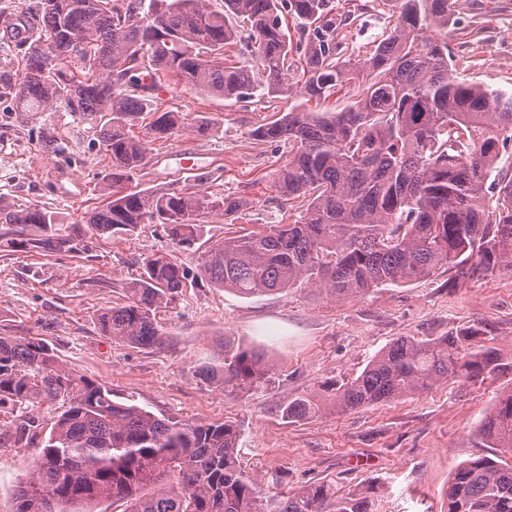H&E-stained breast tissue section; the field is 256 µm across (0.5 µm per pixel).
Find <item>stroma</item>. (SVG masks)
Masks as SVG:
<instances>
[{
    "label": "stroma",
    "instance_id": "obj_1",
    "mask_svg": "<svg viewBox=\"0 0 512 512\" xmlns=\"http://www.w3.org/2000/svg\"><path fill=\"white\" fill-rule=\"evenodd\" d=\"M330 17L343 59L374 51L389 33L395 0H332ZM448 50L458 72L494 89H512V0H457ZM20 49L0 38V197L16 208L39 205L60 223H80L99 205L108 171L86 127L65 112H13L8 85L19 76ZM302 69H291L294 99L254 94L236 100L168 85L161 109L213 121L204 137L183 133L150 143L135 183L149 192L183 186L244 200L234 223L210 216L204 230L218 241L287 220L292 209L273 189L272 175L288 159L285 143L254 129L287 111L339 112L362 92L346 85L331 97L309 98ZM61 149H45L46 135ZM168 253L197 270L199 252L179 248L157 224L131 235L83 233L79 247L43 255L0 249V336L46 342L70 369L112 388L158 416L175 420H232L240 427L239 455L264 490L280 493L310 481L346 492L374 485L377 512H445L454 467L495 456L477 429L499 394L512 390V273L497 271L459 287L453 273L405 286L387 285L343 300L299 283L285 291L244 298L207 284L185 288L161 310L165 344L134 349L102 336L96 313L123 302L142 261ZM465 326L483 328L476 346L490 347L500 368L476 381L451 378L407 398L340 411L323 387L358 375L372 356L400 337L445 336ZM264 347L274 369L249 398L232 399L195 374L197 361L220 355L225 338ZM315 399L305 420L283 418L293 399ZM36 445L0 443V512H14L13 491Z\"/></svg>",
    "mask_w": 512,
    "mask_h": 512
}]
</instances>
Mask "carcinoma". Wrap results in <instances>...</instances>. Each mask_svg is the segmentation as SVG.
<instances>
[{"instance_id": "cac0c4a2", "label": "carcinoma", "mask_w": 512, "mask_h": 512, "mask_svg": "<svg viewBox=\"0 0 512 512\" xmlns=\"http://www.w3.org/2000/svg\"><path fill=\"white\" fill-rule=\"evenodd\" d=\"M396 23L365 58H336V28L321 24L329 0H39L28 39L19 28L3 38L24 49L13 84L18 112L70 113L97 135L111 172L103 200L82 217L94 235L133 234L159 224L180 247H202L193 272L172 256L147 257L129 282L126 302L99 310L102 335L132 348L164 345L156 316L197 280L253 297L297 282L343 300L383 285L404 286L448 265L457 282L512 271V175L501 151L512 145V91L459 75L448 56V25L456 0H397ZM288 13L315 37L297 45L304 89L326 99L352 81L362 94L341 112L294 106L255 130L288 144V161L274 173L281 197L300 199L294 222L209 242L211 215L233 221L237 198L197 190L154 194L132 186L147 144L181 132L210 133L205 117L161 111L142 91V76L161 73L204 95L241 99L259 86L288 97L292 47L281 16ZM251 23L245 50L262 73L224 62L238 43L235 18ZM142 136L132 132L135 123ZM496 197L489 211L485 200ZM0 246L70 251L69 228L36 206L14 209L0 199ZM482 329L448 336L400 337L363 371L332 387L333 405L349 410L425 391L450 377L479 379L498 370L491 348L468 349ZM264 349L224 341V355L197 364L206 384L246 398L269 380ZM60 409L49 434L37 433L34 408ZM310 398L283 409L295 421L316 414ZM12 419L16 445L40 438L36 458L14 491L15 512H93L102 500L113 512H374L372 485L340 494L309 482L268 495L238 458L232 421H173L112 398L101 382L57 360L38 338L0 336V416ZM498 459L460 463L448 483L447 512H512V390L500 395L478 428Z\"/></svg>"}]
</instances>
